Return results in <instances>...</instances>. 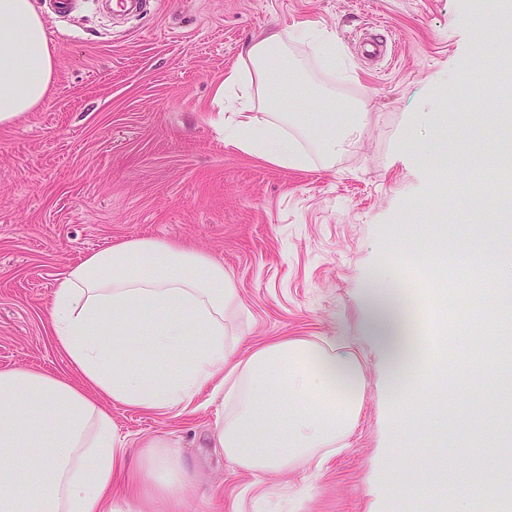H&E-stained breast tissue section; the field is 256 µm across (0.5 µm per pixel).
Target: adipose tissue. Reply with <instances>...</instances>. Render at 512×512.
Instances as JSON below:
<instances>
[{
  "instance_id": "adipose-tissue-1",
  "label": "adipose tissue",
  "mask_w": 512,
  "mask_h": 512,
  "mask_svg": "<svg viewBox=\"0 0 512 512\" xmlns=\"http://www.w3.org/2000/svg\"><path fill=\"white\" fill-rule=\"evenodd\" d=\"M287 61L281 33L252 42L215 99L223 101L233 88L244 92L224 120L228 144L298 168L307 154L278 113ZM53 76L54 48L35 0H0V126L39 108ZM238 306L220 259L169 239L125 241L70 265L54 286L49 324L73 376L0 370V512H105L113 483L132 472L107 402L152 412L190 404L206 390L223 394L212 445L255 474L334 446L361 408L357 359L306 339L239 355L226 323ZM369 310L393 366L420 351L414 311L385 272L376 275ZM132 336L144 339L134 363L124 357ZM163 362L177 364V371L152 374L151 366ZM132 473L142 493L138 512H153L159 500L178 506L192 479L166 443L155 440L145 443Z\"/></svg>"
}]
</instances>
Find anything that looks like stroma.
Returning <instances> with one entry per match:
<instances>
[{
	"mask_svg": "<svg viewBox=\"0 0 512 512\" xmlns=\"http://www.w3.org/2000/svg\"><path fill=\"white\" fill-rule=\"evenodd\" d=\"M55 50L46 102L0 126V368H73L48 321L57 278L88 252L144 237L223 258L238 292L228 326L241 351L308 339L359 359L366 387L336 447L257 476L211 448L220 399L144 413L107 404L136 448L173 447L196 475L180 512H459L512 474L473 460L495 445V406L512 384V318H471L457 300L512 306V282L487 262L498 209L470 189L486 158L512 153V110H488L512 82V33L481 27L512 0H152L130 20L93 0L60 17L36 0ZM291 33L306 94L358 102L357 128L333 165L277 166L226 146L216 87L253 40ZM336 42L353 80L324 67L317 35ZM384 58L360 53L365 38ZM493 46L486 63L482 49ZM468 225L449 275L441 243ZM411 275L426 359L397 375L375 342L366 298L375 271ZM494 337L492 372L480 362Z\"/></svg>",
	"mask_w": 512,
	"mask_h": 512,
	"instance_id": "1",
	"label": "stroma"
}]
</instances>
